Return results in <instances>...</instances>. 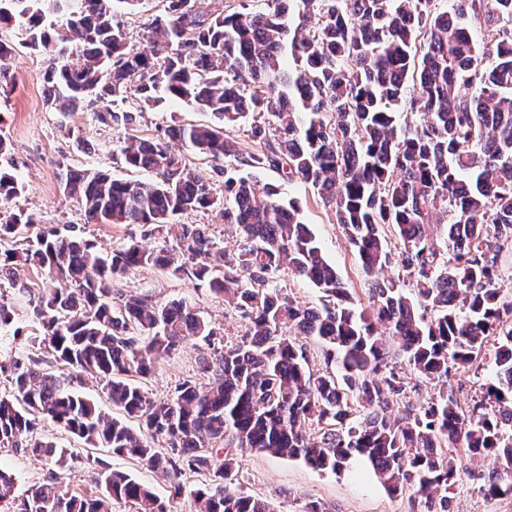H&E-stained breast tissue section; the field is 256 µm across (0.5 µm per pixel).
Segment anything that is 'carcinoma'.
I'll return each instance as SVG.
<instances>
[{
    "label": "carcinoma",
    "instance_id": "1",
    "mask_svg": "<svg viewBox=\"0 0 512 512\" xmlns=\"http://www.w3.org/2000/svg\"><path fill=\"white\" fill-rule=\"evenodd\" d=\"M204 0H166L148 29L149 52L129 47L117 7L139 0H0V30L25 23V47L54 56L43 75L45 104L60 112L95 107L102 125L132 129L134 113L184 101L213 114L211 125L175 121L160 138L130 137L124 165L153 180L68 169L63 191L89 224H141L168 237L151 251L136 243L102 255L72 227L63 235L22 210L0 215V289L26 299L39 330L0 361V448L41 457L47 479L15 494L0 468V505L13 512H170L133 475L100 465L97 492L69 493L63 472L83 457L36 437L49 419L87 448L136 459L182 495L188 472L210 483L193 492L195 512H275L233 487L235 451L256 450L337 471L357 458L391 494L409 491L424 512H449V493L469 458L494 456L477 474L489 500L512 499V0H263L250 11H218ZM14 45L0 37V93L12 82ZM415 116L409 121L399 109ZM247 151L226 131L248 114ZM174 140L224 175V197L210 173L173 153ZM235 163L228 171L224 161ZM309 185L334 211L366 276V305L326 259L294 202L262 172ZM23 185L0 169V197ZM216 213L235 228L224 250L210 225L181 216ZM391 229L386 234L385 229ZM400 247L389 246L390 237ZM158 267L224 296L244 332L231 344L177 300L129 295L112 284ZM394 267L385 278L383 268ZM29 267L39 287L18 277ZM310 282L324 300L305 307L276 287L282 275ZM16 303L0 297V330L23 336ZM295 330V337L286 330ZM310 336L334 367L309 368ZM498 337L494 376L462 406L447 390L452 373L480 368L486 339ZM193 337L206 381L185 380L165 400L147 380ZM37 351L69 378L101 386L122 417L40 368ZM403 361L438 390L406 402ZM315 428V435L303 431ZM166 447H156L158 442ZM463 454H458V450Z\"/></svg>",
    "mask_w": 512,
    "mask_h": 512
}]
</instances>
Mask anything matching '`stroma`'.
Wrapping results in <instances>:
<instances>
[{
  "label": "stroma",
  "instance_id": "35a3bbf8",
  "mask_svg": "<svg viewBox=\"0 0 512 512\" xmlns=\"http://www.w3.org/2000/svg\"><path fill=\"white\" fill-rule=\"evenodd\" d=\"M163 9L162 0H140L134 11L120 14L131 47L147 46L148 26ZM0 35L19 45L23 37L17 27ZM50 64L49 55L21 45L9 63L14 87L9 95H0V135L8 141L10 151L8 156L0 158V167L17 176L23 190L13 199L0 200V211L34 213L41 223L53 225L63 233L70 227H81L85 238L104 253L132 239L148 248L162 245V237L147 235L145 227L138 224L87 223L82 206L63 193L60 174L72 168L109 170L121 177H133V170L117 161L129 133L154 137L160 135L172 119L208 123L212 120L211 114L182 101L168 102L143 112L137 101L129 99L123 108L135 113L136 123L134 129L128 130L101 125L89 109L56 112L48 109L43 101L42 75ZM80 139L85 142L81 149L76 146ZM263 176L278 184L285 197L298 201L310 231L326 257L335 264L352 296L365 299L367 285L359 260L317 195L302 182L284 180L278 171L267 170ZM112 290L117 294H145L161 303L186 300L195 305L203 318L220 327L228 342L236 341L242 331L239 317L225 305L223 298L209 289L195 287L189 280L173 278L149 266L132 271L125 279L114 283ZM200 347L198 341H186L175 355L163 362L145 385L152 398H167L178 383L197 377ZM492 466L493 460L489 457L467 462V474L460 476L451 492L453 512H512V500L486 499L478 482L469 477L470 472H485ZM0 467L15 475L17 490L21 493L45 480L50 471L45 461L7 449H0ZM233 475L240 490L266 499L275 512H304L306 503L313 500L335 507L336 512H414L408 494L388 493L375 474L356 460L335 474L311 469L299 460L246 451L237 455Z\"/></svg>",
  "mask_w": 512,
  "mask_h": 512
}]
</instances>
